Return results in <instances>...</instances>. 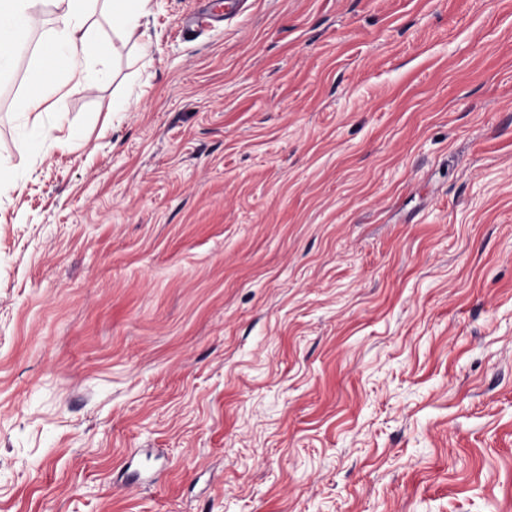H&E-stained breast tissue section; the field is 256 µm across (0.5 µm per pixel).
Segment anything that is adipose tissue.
<instances>
[{"mask_svg":"<svg viewBox=\"0 0 512 512\" xmlns=\"http://www.w3.org/2000/svg\"><path fill=\"white\" fill-rule=\"evenodd\" d=\"M150 8L151 0H0V74L12 68L40 15L51 12L57 22L50 54L33 72L35 88L16 99V112L42 111L56 88L52 75L60 63L65 66L70 89H87L90 64L111 52L109 42L96 26V16L107 19L114 35L129 40Z\"/></svg>","mask_w":512,"mask_h":512,"instance_id":"1","label":"adipose tissue"}]
</instances>
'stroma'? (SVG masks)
Masks as SVG:
<instances>
[{
    "label": "stroma",
    "instance_id": "35a3bbf8",
    "mask_svg": "<svg viewBox=\"0 0 512 512\" xmlns=\"http://www.w3.org/2000/svg\"><path fill=\"white\" fill-rule=\"evenodd\" d=\"M205 5L0 78V512H512V0Z\"/></svg>",
    "mask_w": 512,
    "mask_h": 512
}]
</instances>
